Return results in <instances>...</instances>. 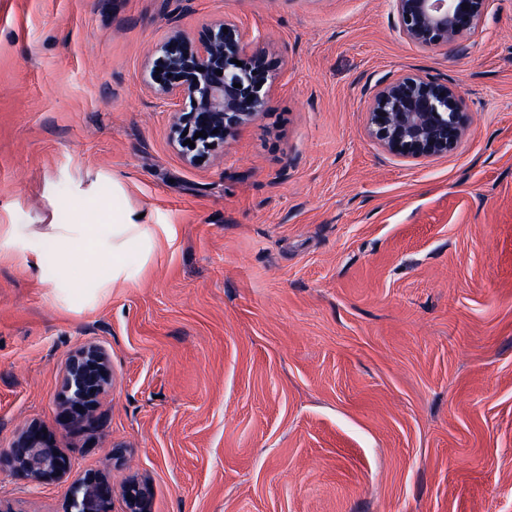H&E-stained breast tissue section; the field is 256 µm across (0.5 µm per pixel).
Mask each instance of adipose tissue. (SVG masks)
<instances>
[{"mask_svg": "<svg viewBox=\"0 0 512 512\" xmlns=\"http://www.w3.org/2000/svg\"><path fill=\"white\" fill-rule=\"evenodd\" d=\"M153 227L124 201L120 187L112 189V218L94 224H52L34 233L27 244L35 265L46 269L55 258L82 260L78 273L55 271L50 278L61 296L93 297L105 283L136 282L151 251Z\"/></svg>", "mask_w": 512, "mask_h": 512, "instance_id": "obj_1", "label": "adipose tissue"}]
</instances>
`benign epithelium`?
I'll return each instance as SVG.
<instances>
[{"instance_id":"benign-epithelium-1","label":"benign epithelium","mask_w":512,"mask_h":512,"mask_svg":"<svg viewBox=\"0 0 512 512\" xmlns=\"http://www.w3.org/2000/svg\"><path fill=\"white\" fill-rule=\"evenodd\" d=\"M400 31L422 48L448 45L473 35L489 0H393ZM228 32H223V29ZM239 60L242 65L233 63ZM162 71H156V68ZM276 64L253 49L249 32L231 20L207 24L197 33L173 31L158 44L144 71L148 90L173 107L169 138L184 161L205 164L228 136L269 110V73ZM221 74H216V71ZM464 91L433 78L403 76L377 89L369 98V133L386 150L408 158L445 155L465 133ZM218 133H212V130ZM203 136L197 138L195 134ZM191 139L195 147L184 141ZM112 386L106 351L90 344L67 360L63 373L62 406L72 424L96 419L102 398ZM12 471L35 483L61 479L70 473L67 458L40 427L27 426L0 458ZM112 481L84 473L73 481L69 512H108ZM126 512H152L149 490L125 487Z\"/></svg>"}]
</instances>
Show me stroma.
Returning <instances> with one entry per match:
<instances>
[{
  "label": "stroma",
  "instance_id": "obj_1",
  "mask_svg": "<svg viewBox=\"0 0 512 512\" xmlns=\"http://www.w3.org/2000/svg\"><path fill=\"white\" fill-rule=\"evenodd\" d=\"M225 18L279 66L196 168L142 71ZM409 73L465 89L454 151L369 135ZM116 182L156 227L136 284L65 301L0 242V449L34 424L70 464L1 466L0 501L67 512L99 472L109 512L132 479L153 512H512V0L428 49L392 0H0V225L95 222ZM86 344L112 389L76 427L58 396Z\"/></svg>",
  "mask_w": 512,
  "mask_h": 512
}]
</instances>
